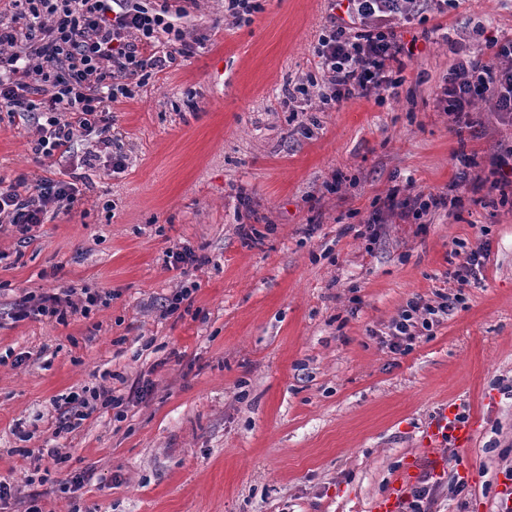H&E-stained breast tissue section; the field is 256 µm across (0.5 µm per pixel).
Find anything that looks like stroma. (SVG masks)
Masks as SVG:
<instances>
[{"instance_id": "35a3bbf8", "label": "stroma", "mask_w": 512, "mask_h": 512, "mask_svg": "<svg viewBox=\"0 0 512 512\" xmlns=\"http://www.w3.org/2000/svg\"><path fill=\"white\" fill-rule=\"evenodd\" d=\"M195 40L112 113L125 172L57 169L88 188L70 214L22 244L0 232V512H368L417 454L442 404L480 414L470 447H442L434 512H501L512 465V200L460 187L461 207L421 223L388 218L375 244L355 228L392 189L444 194L486 175L512 146L489 101L457 130L439 102L461 55L512 34V0H453L405 26L417 49L396 97L320 110L285 89L321 69L312 52L327 0H264L247 25L224 0H172ZM34 121L0 118V178L37 172ZM475 160L463 168L459 157ZM254 227L242 235L241 225ZM487 245L478 285L431 335L396 355L378 338L406 302L453 291L455 242ZM208 255L183 317L164 252ZM108 291V306L62 325L15 316L26 291ZM104 385L125 417L100 410L56 434L54 400ZM29 448H58L47 483L28 484ZM477 478L461 495L462 464ZM87 474L79 487L73 477Z\"/></svg>"}]
</instances>
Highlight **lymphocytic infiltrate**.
Instances as JSON below:
<instances>
[{"instance_id": "f902f5d3", "label": "lymphocytic infiltrate", "mask_w": 512, "mask_h": 512, "mask_svg": "<svg viewBox=\"0 0 512 512\" xmlns=\"http://www.w3.org/2000/svg\"><path fill=\"white\" fill-rule=\"evenodd\" d=\"M425 2L421 9L416 0H331L332 12L313 47L322 76L295 84L289 98L315 97L326 110L343 100L378 96L398 87L393 73L412 54L400 27L415 20L426 23L429 15L448 10V0ZM486 48L487 61L459 62L445 79L443 96L455 122H462L480 99L512 116V36L492 38ZM192 50L187 31L172 19L168 0L156 7L140 0H0V112L37 120L32 150L42 166L41 173L0 180V224L25 243L34 228L71 212L80 190L46 161L69 154L79 135L98 138V151L86 155L84 164L103 160L113 172L124 171L126 156L115 148L119 134L114 130L113 103L134 98L136 81ZM458 257L448 272L455 294L439 295L432 302L408 300L382 339L390 352H409L417 336L431 331L463 302L464 288L482 274L487 251L480 246L462 249ZM203 263L190 247L166 250V269L184 279L166 314L191 307L196 285L186 276ZM111 299L108 291L68 288L53 294L24 293L17 306L23 314L63 323L71 316H89ZM122 405V397L102 385L66 396L57 430L74 429L98 407Z\"/></svg>"}]
</instances>
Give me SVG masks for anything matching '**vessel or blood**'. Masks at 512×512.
Masks as SVG:
<instances>
[{
  "instance_id": "obj_1",
  "label": "vessel or blood",
  "mask_w": 512,
  "mask_h": 512,
  "mask_svg": "<svg viewBox=\"0 0 512 512\" xmlns=\"http://www.w3.org/2000/svg\"><path fill=\"white\" fill-rule=\"evenodd\" d=\"M479 422V416H462L455 404L442 406L423 430L422 449L418 457L412 458L394 474L386 492L372 500L369 512H403L407 492L415 483L421 464H428L435 471L440 470L443 465L441 446L469 447L474 441Z\"/></svg>"
}]
</instances>
